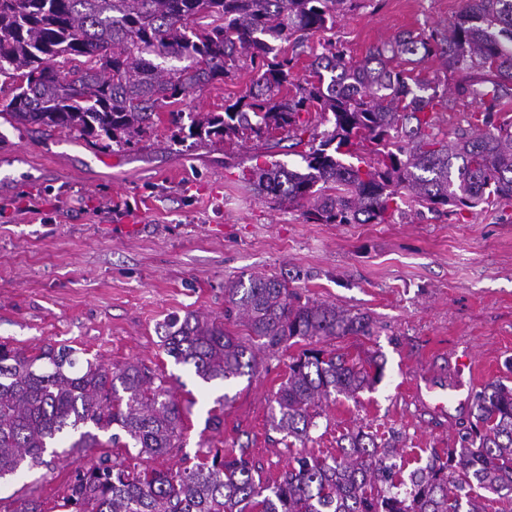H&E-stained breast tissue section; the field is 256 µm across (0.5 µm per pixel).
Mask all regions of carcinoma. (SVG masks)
I'll return each mask as SVG.
<instances>
[{
  "mask_svg": "<svg viewBox=\"0 0 512 512\" xmlns=\"http://www.w3.org/2000/svg\"><path fill=\"white\" fill-rule=\"evenodd\" d=\"M352 0H0V119L87 140L138 144L157 109L235 76L252 86L222 112H190L191 134L277 147L285 133L303 169L255 164L243 182L255 195L299 205L322 224H386L424 209L454 215L512 201V0H464L444 31L369 49L351 61L328 44L313 79L294 74L282 44L302 45L336 22ZM436 59L464 74L455 97L394 62ZM180 62L165 67L166 60ZM487 106L453 135L440 109L466 98ZM325 129H320V126ZM367 155L365 167L340 157ZM246 319L253 344L272 352L299 343L271 406V427L304 442L332 397L357 399L383 364L315 348L336 336H372L373 321L301 298L276 277L224 284V319ZM163 349L205 382L225 383L256 367L251 347L197 315L164 324ZM70 345L27 353L0 343V480L70 452L87 451L59 512H486L473 487L512 507V386L476 392L473 420L447 458L434 455L403 475L399 437L362 429L336 439V453L293 457L270 482L249 449L209 450L192 467L132 468L112 462L121 443L140 459L181 447L183 414L144 365L79 364Z\"/></svg>",
  "mask_w": 512,
  "mask_h": 512,
  "instance_id": "cac0c4a2",
  "label": "carcinoma"
}]
</instances>
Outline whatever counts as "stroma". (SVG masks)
<instances>
[{
    "label": "stroma",
    "instance_id": "obj_1",
    "mask_svg": "<svg viewBox=\"0 0 512 512\" xmlns=\"http://www.w3.org/2000/svg\"><path fill=\"white\" fill-rule=\"evenodd\" d=\"M463 0H357L305 42L294 72L305 76L325 43L361 59L400 33L446 27ZM253 75L187 95L182 112H220ZM169 122L131 148H92L57 131L0 124V342L29 350L67 344L107 366L146 365L184 412L182 447L151 459L178 470L208 449H249L269 480L295 451H336L346 429L394 431L405 470L432 451L459 447L472 397L512 383V203L453 215L423 212L386 224H319L303 208L249 191L242 172L254 148L177 141ZM287 280L302 296L370 315L375 333L322 341L384 361L379 383L357 400L325 406L312 439L286 445L270 427L269 402L289 354L261 351L253 375L204 383L162 347L174 317L224 315V284L252 275ZM226 396L224 426L208 412ZM75 466L0 484V505L36 498L54 506Z\"/></svg>",
    "mask_w": 512,
    "mask_h": 512
}]
</instances>
